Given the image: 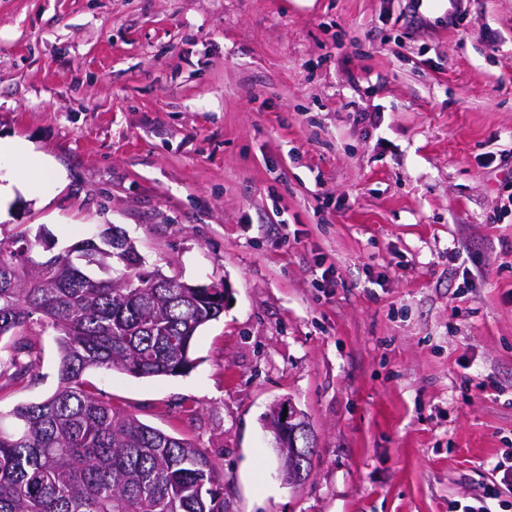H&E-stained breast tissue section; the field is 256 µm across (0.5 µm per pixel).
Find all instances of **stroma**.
Instances as JSON below:
<instances>
[{
  "instance_id": "1",
  "label": "stroma",
  "mask_w": 512,
  "mask_h": 512,
  "mask_svg": "<svg viewBox=\"0 0 512 512\" xmlns=\"http://www.w3.org/2000/svg\"><path fill=\"white\" fill-rule=\"evenodd\" d=\"M12 137L64 180L0 228L115 225L226 285L189 372L83 376L201 448L226 512H462L494 484L512 512V0H0ZM57 383L51 328L0 341V412ZM282 399L315 438L295 487ZM284 407H287V416L285 418V421H282V412L284 411ZM275 425L273 427V431L279 441L280 447L277 448V440L275 436H273L274 439V448H276L278 455H280L283 459H290L289 450L283 451L282 448H292L295 452H298V440L299 435L303 433L304 430H306V423L304 422L303 418L301 417V414L298 411V408L294 406L290 402H277L273 404L271 408ZM308 430L304 432V434L301 437L299 448H309L307 455L308 457H311L313 454V447L314 442L311 437V432L309 428V424L307 423Z\"/></svg>"
}]
</instances>
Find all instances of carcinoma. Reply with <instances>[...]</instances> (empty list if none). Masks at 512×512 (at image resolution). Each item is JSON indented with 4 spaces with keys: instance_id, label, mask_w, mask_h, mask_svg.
<instances>
[{
    "instance_id": "1",
    "label": "carcinoma",
    "mask_w": 512,
    "mask_h": 512,
    "mask_svg": "<svg viewBox=\"0 0 512 512\" xmlns=\"http://www.w3.org/2000/svg\"><path fill=\"white\" fill-rule=\"evenodd\" d=\"M141 269L108 227L52 254L27 224L0 234V339L33 319L56 333L58 386L0 414V512H224L216 465L191 441L95 398L83 375L177 376L224 289Z\"/></svg>"
}]
</instances>
